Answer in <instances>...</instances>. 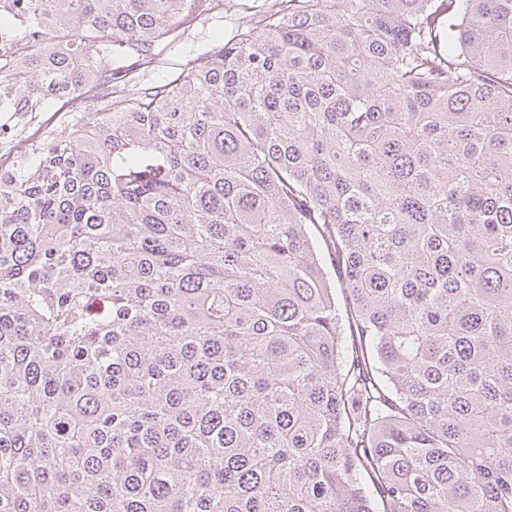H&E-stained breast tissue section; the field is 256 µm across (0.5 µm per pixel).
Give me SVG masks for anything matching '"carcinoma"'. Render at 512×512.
Returning a JSON list of instances; mask_svg holds the SVG:
<instances>
[{"mask_svg":"<svg viewBox=\"0 0 512 512\" xmlns=\"http://www.w3.org/2000/svg\"><path fill=\"white\" fill-rule=\"evenodd\" d=\"M0 169V512H512V0H45ZM270 2L224 0V12L220 13L207 11L202 4L189 25L180 23V28L184 31L182 43L178 47L161 45L156 48L154 56L128 61L126 65H130V77L143 85L158 76L177 75L198 54L207 53L214 48L213 36L216 33L224 36V32L231 27L255 24ZM86 94L72 98H48L43 112H38L32 122L23 119V112H0V168L12 159L23 156L29 144L41 140L49 131L58 128L65 112H81L82 109L75 108L71 100L75 103L86 102ZM4 131L8 134L1 137Z\"/></svg>","mask_w":512,"mask_h":512,"instance_id":"cac0c4a2","label":"carcinoma"}]
</instances>
